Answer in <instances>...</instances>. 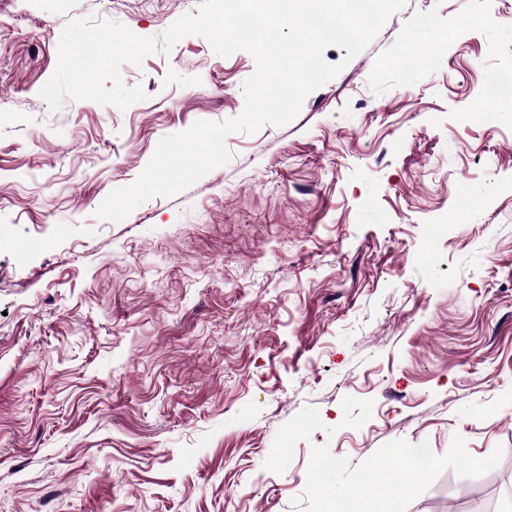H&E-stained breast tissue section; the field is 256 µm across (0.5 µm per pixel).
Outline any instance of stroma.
<instances>
[{
	"mask_svg": "<svg viewBox=\"0 0 512 512\" xmlns=\"http://www.w3.org/2000/svg\"><path fill=\"white\" fill-rule=\"evenodd\" d=\"M201 0H0V512H323L427 449L400 512H512V0H405L282 126L119 222L159 141L244 107L198 35L127 109L39 97L63 27Z\"/></svg>",
	"mask_w": 512,
	"mask_h": 512,
	"instance_id": "obj_1",
	"label": "stroma"
}]
</instances>
